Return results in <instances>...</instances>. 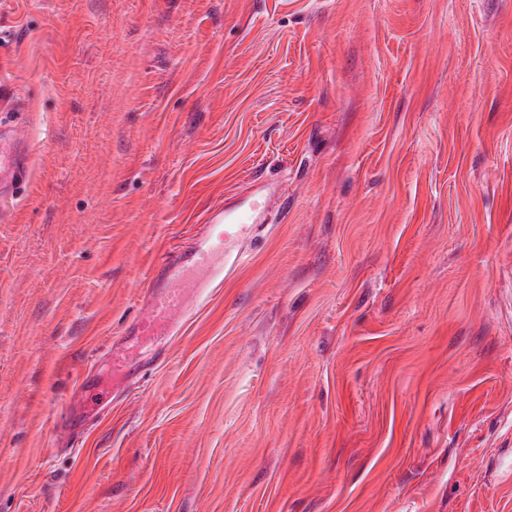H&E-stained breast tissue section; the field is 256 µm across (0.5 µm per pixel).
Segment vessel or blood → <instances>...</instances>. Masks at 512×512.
<instances>
[{
  "mask_svg": "<svg viewBox=\"0 0 512 512\" xmlns=\"http://www.w3.org/2000/svg\"><path fill=\"white\" fill-rule=\"evenodd\" d=\"M19 113L0 116V196L12 190L26 175L29 145ZM275 187L262 184L246 195L226 197L223 206L206 218V230L189 251L175 249L155 267L147 295V310L132 321L121 342L112 348V367L132 378L141 357L163 347L184 318L190 297L202 296L223 279L225 267L243 256L244 245L272 212L267 205Z\"/></svg>",
  "mask_w": 512,
  "mask_h": 512,
  "instance_id": "b4317fda",
  "label": "vessel or blood"
}]
</instances>
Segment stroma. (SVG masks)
<instances>
[{
    "instance_id": "obj_1",
    "label": "stroma",
    "mask_w": 512,
    "mask_h": 512,
    "mask_svg": "<svg viewBox=\"0 0 512 512\" xmlns=\"http://www.w3.org/2000/svg\"><path fill=\"white\" fill-rule=\"evenodd\" d=\"M17 103L0 512H512V0H0ZM263 181L113 381L154 267ZM278 188L258 185L248 195L224 199V206L214 208L206 218V231L190 251L175 249L155 267L147 295V310L132 321L121 342L112 348V367L131 381L137 376V364L148 351L163 348L169 336L184 318L190 297L177 284L189 271L201 276L195 281L192 295L201 297L213 284L224 278L226 267H233L243 256L244 245L254 233L269 224L273 211L266 200Z\"/></svg>"
}]
</instances>
